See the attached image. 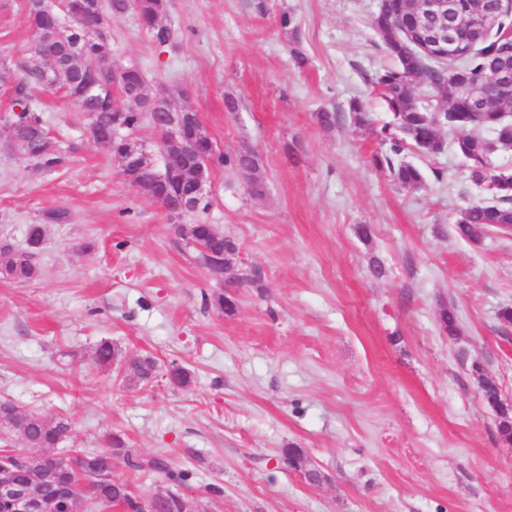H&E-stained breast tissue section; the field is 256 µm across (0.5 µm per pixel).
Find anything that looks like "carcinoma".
Wrapping results in <instances>:
<instances>
[{
    "label": "carcinoma",
    "mask_w": 512,
    "mask_h": 512,
    "mask_svg": "<svg viewBox=\"0 0 512 512\" xmlns=\"http://www.w3.org/2000/svg\"><path fill=\"white\" fill-rule=\"evenodd\" d=\"M166 8L167 0H140L139 18L148 25L154 24L150 35L159 46H168L174 40V31L163 22ZM67 10L69 3L65 0L57 5L51 4L49 10L42 6L41 0H25L26 24L32 36L39 38V52L49 57L58 91L70 98L82 94L90 78L103 84L112 83V48L90 42L82 25L69 20ZM388 12L390 20L410 25V0H388ZM370 23L380 39V47L391 60L390 65L371 79L374 90L390 114V121L381 128V136L390 142L391 155L376 158V164L386 168L399 185L417 188L424 180L421 169L413 164H396L393 157L409 149L427 156L452 151L465 160L467 178L475 185H485L491 194V200L485 204L472 205L459 212L455 221L457 235L478 242L489 230L502 235L512 234V171L499 173L490 168V155L486 149L488 137L484 135L487 129L493 128L500 140L512 144V117L502 119L493 112H471L464 103L453 100L446 102L447 112L436 121L422 105L418 94L420 90L439 93L452 68L476 80L483 78L490 72L494 59L512 57V40L493 34L470 56L450 65L441 61L438 49L427 55L410 56L402 44L387 37L384 23L375 17ZM21 69L23 77L12 91V108L16 109L12 137L25 145L27 158L37 167L53 170L64 164L65 157L53 147L31 106L33 91L41 87L42 69L30 55L23 61ZM133 91L137 92L136 108H125L116 126L112 125L113 97L92 101V110L98 114V121L91 125L92 137L96 143L106 146L117 160L122 158V145L126 142L123 131L139 127L146 118L156 123L151 115V97L146 94L145 79L137 66L131 72L130 83L120 94L125 96ZM348 112L356 124L371 126L369 112L360 100H351ZM444 127L459 132V135L451 140L445 139L441 133ZM210 161L231 165L243 178L250 196L259 198L266 194L265 184L255 176L258 159L251 150L244 149L232 158L212 156ZM44 237L43 226L32 224L27 233L26 249L16 251L8 244L0 246V272L18 283L35 279L38 276L35 257ZM126 372L135 381L149 382L155 374V359L148 355H132L126 362ZM167 379L171 386L177 388H184L190 382L188 372L176 364L171 365ZM482 394L486 403L500 414L502 439L512 443V412L499 400L497 388L491 383H485ZM0 423L5 424L6 439L15 437L29 448L27 457L18 468L25 476L35 474L67 482L75 479L79 471L110 472L112 459L122 457L131 469L140 473H163L172 484L182 486L190 477L185 471L169 470L162 458L139 454L128 447L119 434L109 437L105 449L93 453L83 451L74 458L37 452L39 448H57L69 438L71 422L62 415L47 417L21 411L5 400L0 401ZM91 505L102 509L120 508L122 512H152L150 498L137 493L130 482L111 477L98 481L88 500L75 503L72 512H88L87 507ZM165 510L205 512V504L169 490Z\"/></svg>",
    "instance_id": "carcinoma-1"
}]
</instances>
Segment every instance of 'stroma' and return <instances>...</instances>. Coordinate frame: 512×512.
<instances>
[{
    "label": "stroma",
    "instance_id": "stroma-1",
    "mask_svg": "<svg viewBox=\"0 0 512 512\" xmlns=\"http://www.w3.org/2000/svg\"><path fill=\"white\" fill-rule=\"evenodd\" d=\"M375 3L169 0L171 48L135 13L113 19V63L138 65L150 92L196 112L217 153L250 147L267 185L251 197L216 165L208 209L176 226L59 93L35 91L33 106L66 165L38 168L13 146L30 32L24 0H0V243L23 248L30 225L45 227L38 277L0 274V399L66 415L83 451L123 434L187 470L186 497L221 487L207 512H512V443L472 374L480 366L512 406V324L498 319L512 307V236L456 235L460 209L486 196L456 154L404 151L424 173L417 188L375 166L390 152L378 133L389 114L369 84L389 62ZM354 98L372 128L353 122ZM323 108L340 112L336 126L317 122ZM60 208L67 223L51 219ZM197 222L238 246L246 279L231 290L233 315L212 305L226 289L184 231ZM444 306L455 334L439 327ZM104 340L152 355L155 381L98 364ZM173 364L187 387L169 385ZM289 447L321 482L279 464Z\"/></svg>",
    "mask_w": 512,
    "mask_h": 512
}]
</instances>
